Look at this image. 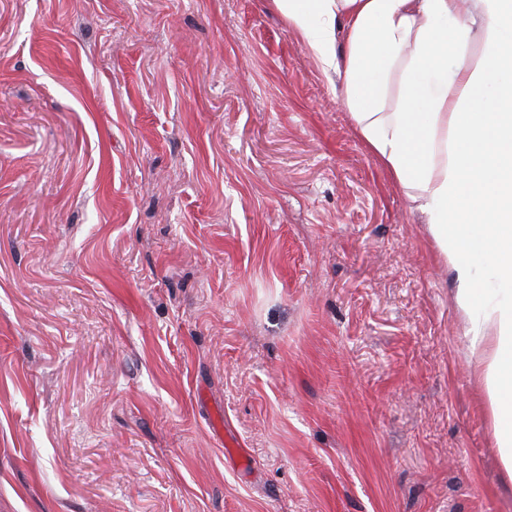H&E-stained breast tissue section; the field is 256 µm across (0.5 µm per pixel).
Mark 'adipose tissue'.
<instances>
[{
    "label": "adipose tissue",
    "instance_id": "1",
    "mask_svg": "<svg viewBox=\"0 0 512 512\" xmlns=\"http://www.w3.org/2000/svg\"><path fill=\"white\" fill-rule=\"evenodd\" d=\"M272 2L342 79L360 137L453 271L474 336L495 323L487 396L512 482V0Z\"/></svg>",
    "mask_w": 512,
    "mask_h": 512
}]
</instances>
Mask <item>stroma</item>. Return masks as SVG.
<instances>
[{"label":"stroma","mask_w":512,"mask_h":512,"mask_svg":"<svg viewBox=\"0 0 512 512\" xmlns=\"http://www.w3.org/2000/svg\"><path fill=\"white\" fill-rule=\"evenodd\" d=\"M455 293L271 0H0V512H512Z\"/></svg>","instance_id":"35a3bbf8"}]
</instances>
